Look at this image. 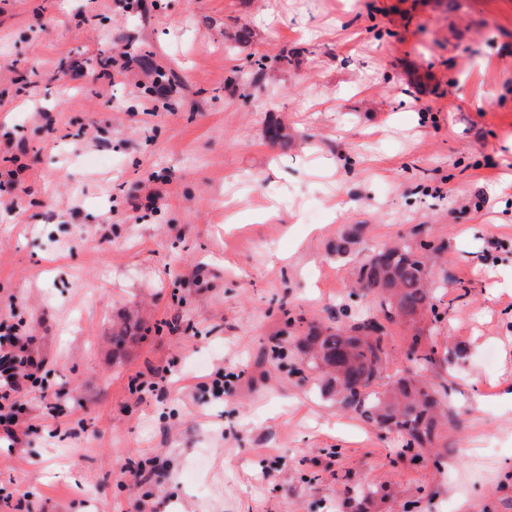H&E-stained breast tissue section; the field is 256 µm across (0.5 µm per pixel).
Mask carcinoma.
Returning <instances> with one entry per match:
<instances>
[{"label": "carcinoma", "instance_id": "1", "mask_svg": "<svg viewBox=\"0 0 512 512\" xmlns=\"http://www.w3.org/2000/svg\"><path fill=\"white\" fill-rule=\"evenodd\" d=\"M442 245L421 240L415 245L389 246L368 254L355 267V282L379 305L406 322H415L429 313L432 323L444 321L431 290L430 256ZM385 326L374 318L356 317L345 327L312 326L299 340L301 360L320 373L327 385L340 396L343 408L359 414L378 428L398 437L403 453L434 444L447 417V391L437 389L422 375L429 366L440 363L435 347H421L422 332L411 336L408 357L414 363L412 374L386 383L383 391L372 390L383 379L390 353Z\"/></svg>", "mask_w": 512, "mask_h": 512}]
</instances>
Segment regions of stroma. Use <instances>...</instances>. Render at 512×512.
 I'll return each mask as SVG.
<instances>
[{"instance_id": "35a3bbf8", "label": "stroma", "mask_w": 512, "mask_h": 512, "mask_svg": "<svg viewBox=\"0 0 512 512\" xmlns=\"http://www.w3.org/2000/svg\"><path fill=\"white\" fill-rule=\"evenodd\" d=\"M129 43L175 77L159 115L148 69L90 77ZM11 169L0 323L42 383L0 442V512H512V0H0ZM422 239L448 317L388 323L386 373L418 328L446 355L436 463L299 367L310 326L383 318L357 261ZM219 368L238 378L216 402Z\"/></svg>"}]
</instances>
